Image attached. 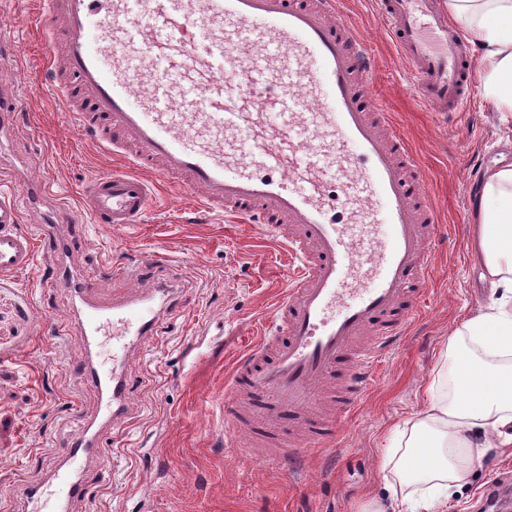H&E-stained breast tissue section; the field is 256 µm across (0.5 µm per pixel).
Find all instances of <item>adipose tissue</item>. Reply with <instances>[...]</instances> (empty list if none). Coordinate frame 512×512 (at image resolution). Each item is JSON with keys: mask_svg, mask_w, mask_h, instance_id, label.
I'll use <instances>...</instances> for the list:
<instances>
[{"mask_svg": "<svg viewBox=\"0 0 512 512\" xmlns=\"http://www.w3.org/2000/svg\"><path fill=\"white\" fill-rule=\"evenodd\" d=\"M448 15L480 49V87L512 124V0H448ZM480 231L475 250L484 278L512 290V166L489 171L477 203ZM453 393L434 387L393 464L391 501L409 483L423 485V512H438L452 488L487 449L512 445V307L502 304L462 320L445 349Z\"/></svg>", "mask_w": 512, "mask_h": 512, "instance_id": "adipose-tissue-1", "label": "adipose tissue"}]
</instances>
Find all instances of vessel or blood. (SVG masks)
I'll return each mask as SVG.
<instances>
[{"label": "vessel or blood", "mask_w": 512, "mask_h": 512, "mask_svg": "<svg viewBox=\"0 0 512 512\" xmlns=\"http://www.w3.org/2000/svg\"><path fill=\"white\" fill-rule=\"evenodd\" d=\"M387 31L415 66L422 103L451 117L467 101L466 46L437 0H378ZM337 0H50L44 35L58 109L122 166L81 195L95 223H141L160 184L198 195L207 213L262 224L292 262L271 331L224 383L231 428L276 435L302 425L301 448L331 445L335 426L312 416L318 390L351 364L338 402L350 415L375 369L408 329L439 224L422 173L390 112L372 95L375 60L337 19ZM16 203L0 195V272L29 270L37 249L56 251L58 226L22 234ZM73 290L86 336L121 326L112 368L87 362L102 395L99 422L28 486L23 512H66L90 496L84 473L127 413L130 349L159 324L160 289L109 305L93 282Z\"/></svg>", "instance_id": "vessel-or-blood-1"}]
</instances>
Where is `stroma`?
<instances>
[{
	"label": "stroma",
	"mask_w": 512,
	"mask_h": 512,
	"mask_svg": "<svg viewBox=\"0 0 512 512\" xmlns=\"http://www.w3.org/2000/svg\"><path fill=\"white\" fill-rule=\"evenodd\" d=\"M38 0H0V34L16 51L0 68V91L20 110L0 143V192L13 194L31 231L40 217L80 213V192L110 172L112 157L54 104L42 71ZM339 17L375 59L373 93L391 112L421 166L439 218L436 261L428 280L408 287L423 301L407 336L380 362L361 406L339 421L335 447L281 454L261 463L246 455L253 432L225 435L226 368L256 339L288 282L290 262L257 224L199 211L196 197L159 189L144 221L114 228L62 224L63 248L39 255L29 271L0 273V507L21 512L24 485L44 481L45 459L61 452L94 421L100 393L75 370L87 362L79 301L56 288L60 265L92 275L102 298L128 289L116 267L157 256L149 281L167 289L165 316L129 355L134 381L125 425L104 447L110 473L88 462L104 486L68 512H374L389 494L387 464L398 427L423 410V393L448 392L440 358L457 323L493 301L470 256L474 222L467 172L476 156L512 164V132L472 82L463 112L452 120L423 106L412 68L386 34L375 0H340ZM512 489V447L474 462L466 484L453 488L446 512H478L489 485Z\"/></svg>",
	"instance_id": "obj_1"
}]
</instances>
